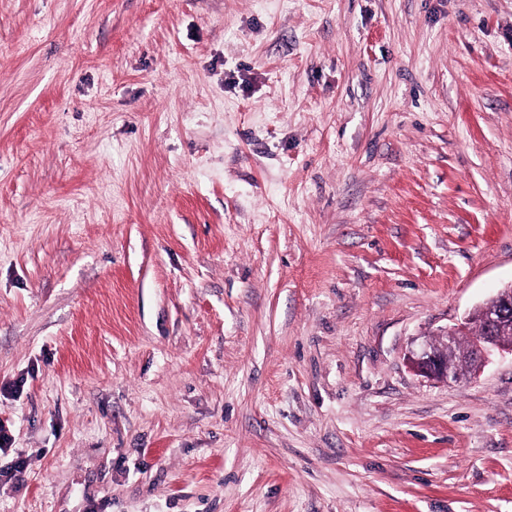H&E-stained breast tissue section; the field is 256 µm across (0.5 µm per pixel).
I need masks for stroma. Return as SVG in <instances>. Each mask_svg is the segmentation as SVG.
<instances>
[{
    "mask_svg": "<svg viewBox=\"0 0 512 512\" xmlns=\"http://www.w3.org/2000/svg\"><path fill=\"white\" fill-rule=\"evenodd\" d=\"M510 283L512 0H0V512H512ZM477 310L483 324V331L474 334L469 331V322ZM456 327L448 329L444 335V345L434 347L429 342L422 347L412 364L424 376L448 384L460 383L475 378L480 372L487 352L492 349H508L512 353V341H504L503 334L512 335V284L498 290L496 295L477 307ZM462 335L470 336L471 365L465 373L448 364V351L453 349Z\"/></svg>",
    "mask_w": 512,
    "mask_h": 512,
    "instance_id": "1",
    "label": "stroma"
}]
</instances>
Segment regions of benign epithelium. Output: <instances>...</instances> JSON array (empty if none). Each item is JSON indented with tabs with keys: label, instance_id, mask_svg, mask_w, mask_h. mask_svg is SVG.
<instances>
[{
	"label": "benign epithelium",
	"instance_id": "obj_1",
	"mask_svg": "<svg viewBox=\"0 0 512 512\" xmlns=\"http://www.w3.org/2000/svg\"><path fill=\"white\" fill-rule=\"evenodd\" d=\"M483 324V331L474 334L469 331L470 317L448 329L444 345L435 347L426 344L412 358V364L424 376L448 384L460 383L472 379L480 372L487 352L492 349L512 351V341L506 342L503 334H512V285L498 290L496 295L477 307ZM470 336L471 365L466 372L448 364V351L453 349L458 339Z\"/></svg>",
	"mask_w": 512,
	"mask_h": 512
}]
</instances>
